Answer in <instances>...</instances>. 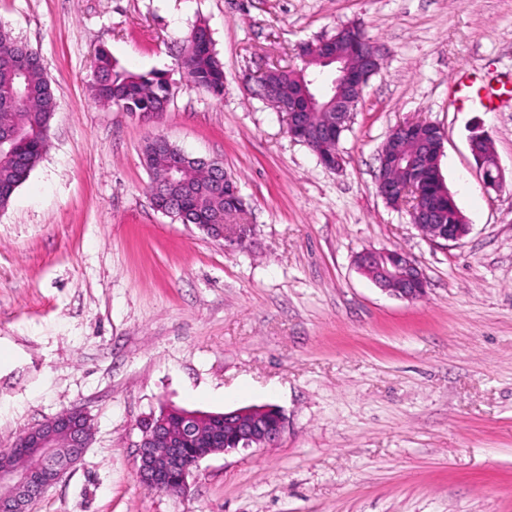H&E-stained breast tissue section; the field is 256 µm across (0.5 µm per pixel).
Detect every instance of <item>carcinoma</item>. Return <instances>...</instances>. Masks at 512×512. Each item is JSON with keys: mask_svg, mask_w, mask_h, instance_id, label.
I'll list each match as a JSON object with an SVG mask.
<instances>
[{"mask_svg": "<svg viewBox=\"0 0 512 512\" xmlns=\"http://www.w3.org/2000/svg\"><path fill=\"white\" fill-rule=\"evenodd\" d=\"M181 66L196 87L222 94L224 68L206 27L194 29ZM303 71L302 67L272 68L270 78L283 99H288V87L297 84ZM92 87L99 102L117 105L139 116L166 112L171 99V86L163 74L120 69L104 49L95 55ZM55 107V96L39 52L0 27V113H9L11 125L18 129L15 139L0 143V209L8 206L45 152L49 121ZM181 152L183 149L173 143L167 152L152 156L149 145H144L143 157L149 159L151 180L163 177L169 161ZM186 178L197 186V192L186 193L178 184L169 188L170 194L180 199L173 216L182 223L195 224L201 219L205 224H222L225 215L242 209V199L233 193L209 195L206 192L208 175L204 171L193 168L186 173Z\"/></svg>", "mask_w": 512, "mask_h": 512, "instance_id": "cac0c4a2", "label": "carcinoma"}]
</instances>
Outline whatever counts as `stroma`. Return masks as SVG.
Wrapping results in <instances>:
<instances>
[{"instance_id": "obj_1", "label": "stroma", "mask_w": 512, "mask_h": 512, "mask_svg": "<svg viewBox=\"0 0 512 512\" xmlns=\"http://www.w3.org/2000/svg\"><path fill=\"white\" fill-rule=\"evenodd\" d=\"M351 23L383 48L325 168L295 141L256 75ZM38 50L57 106L48 147L0 212V450L77 407L92 441L31 512H512V0H0ZM206 26L224 92L179 64ZM173 88L156 130L216 159L254 227L228 250L160 211L142 149L154 128L98 103L96 50ZM476 69L508 91L459 108ZM445 134L440 172L470 226L433 243L374 187L389 130ZM493 141L506 182L485 189L469 147ZM398 248L416 301L355 257ZM167 405H272L280 441L201 460L180 496L136 474L141 422Z\"/></svg>"}]
</instances>
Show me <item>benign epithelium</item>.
<instances>
[{"mask_svg": "<svg viewBox=\"0 0 512 512\" xmlns=\"http://www.w3.org/2000/svg\"><path fill=\"white\" fill-rule=\"evenodd\" d=\"M382 49L369 38L356 34V29L343 26L329 39L320 42L319 53L310 63L309 78L300 81L301 92H288L302 106L285 108L288 131L292 138H300L314 152H319L325 131L309 124L308 113L328 112L332 116V129L341 136L352 119L354 109L361 100L369 79L378 73ZM418 123L403 122L392 127L380 148L381 169L394 170L405 176V181L378 175L377 195L386 204L405 208L411 223L428 229L433 242L461 241L469 232L468 224L441 223L435 197L450 191L439 170L443 155L444 136L435 133L427 144L417 142L410 148ZM471 152L478 164L485 189L497 191L503 186V173L491 141L482 133L470 137ZM194 161L210 169L211 187L215 192L224 190L229 176L223 165L213 159L183 154L169 168L167 181L179 180L185 170L184 160ZM431 167L439 189L430 191L420 179L422 170ZM155 209L166 212L174 198L166 192V181L156 182L150 190ZM203 232L230 247H239L251 224H202ZM361 273L393 296L414 301L423 296L427 282L422 270L406 252L399 249L366 250L356 257ZM180 419L178 430L170 431L167 423H159L142 431L137 445V475L142 485L151 492L176 495L187 489L192 469L207 456L228 453L230 449L216 443L210 447L186 448L185 442L196 436L202 421L216 418L198 413H183L173 409ZM224 423L231 424L245 439L246 447L277 442L285 430L286 418L277 410L274 420L253 416L250 409H237L224 413ZM89 421L80 408H71L23 432L18 446L34 456L38 465L29 467L19 455L0 453V512H29V506L45 491L59 482L62 476L81 460L89 446Z\"/></svg>", "mask_w": 512, "mask_h": 512, "instance_id": "benign-epithelium-1", "label": "benign epithelium"}]
</instances>
